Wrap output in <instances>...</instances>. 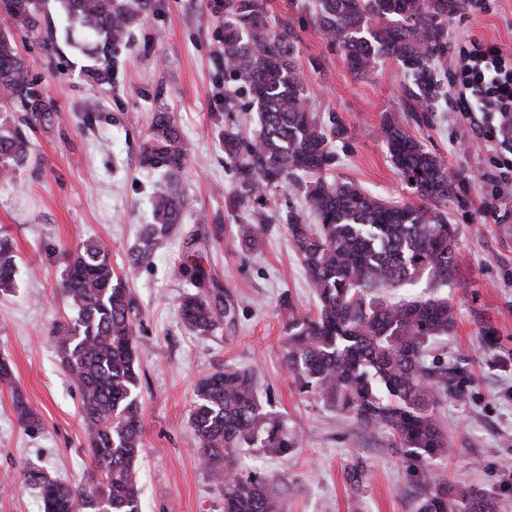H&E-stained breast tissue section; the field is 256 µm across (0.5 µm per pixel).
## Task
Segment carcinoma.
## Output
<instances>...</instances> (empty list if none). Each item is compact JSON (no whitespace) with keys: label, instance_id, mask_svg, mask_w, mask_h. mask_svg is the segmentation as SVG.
<instances>
[{"label":"carcinoma","instance_id":"carcinoma-1","mask_svg":"<svg viewBox=\"0 0 512 512\" xmlns=\"http://www.w3.org/2000/svg\"><path fill=\"white\" fill-rule=\"evenodd\" d=\"M67 30L78 28L106 56L129 45L132 29L153 13L157 0H56ZM465 0H316L321 37L341 49L347 64L366 74L389 58L402 65L407 99L424 112L444 98L440 61L448 50V23ZM47 0H0V107L23 113L18 124H0V179L13 181L30 160L24 128L61 118L46 101L16 39L40 38L53 46ZM224 36V79L256 107L259 125L245 139L224 130V155L235 169L238 206L263 209L281 189L303 197L317 219L307 224L293 213L288 233L316 294L315 315L293 306L283 316L284 360L299 391L310 393L356 418L367 430H386L395 446L424 461L444 457L448 440L436 416L448 397V363L429 359L432 344L456 328L454 303L436 292L455 276L458 231L439 203L454 191L444 161L425 150L396 120L384 119L380 135L391 162L416 194V201L386 203L351 182L331 181L336 163L327 129L307 104L306 88L293 61L294 46L272 28L265 0H219ZM188 154L171 113L156 112L139 153V165L160 175L151 198L153 222L143 225L134 262L148 263L163 250L172 228L193 202L177 185ZM266 217L260 212L237 225L242 247L256 244ZM15 255L0 239V292L15 284ZM191 291L180 303L181 318L201 336L234 322L235 305L211 272L185 269ZM427 280L432 291L398 301L387 288H412ZM68 320L52 341L62 366L80 388L82 417L93 472L79 484L60 481L41 466L24 470L38 488L44 512H141L142 407L135 307L112 268L107 245L87 241L71 256L62 278ZM17 422L26 429L39 419L22 395L14 394ZM199 456L222 494L223 512H288L280 476L245 473L238 450L259 446L286 454L298 436L264 410L253 375L220 367L196 384L189 414ZM421 512H457L459 499L471 512H497V504L453 488L430 470Z\"/></svg>","mask_w":512,"mask_h":512}]
</instances>
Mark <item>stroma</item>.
Here are the masks:
<instances>
[{"label": "stroma", "instance_id": "35a3bbf8", "mask_svg": "<svg viewBox=\"0 0 512 512\" xmlns=\"http://www.w3.org/2000/svg\"><path fill=\"white\" fill-rule=\"evenodd\" d=\"M266 3L270 21L287 25L294 38L311 111L343 130L334 141L333 179L386 202L413 201L379 135L389 116L442 158L455 181L443 209L459 233L455 284L447 291L457 328L445 338L443 356L456 370L448 386L463 397L447 399L438 412L447 458H411L392 446L387 431L367 432L334 406L298 393L284 364L279 312L316 306L286 224L288 211L305 213L304 201L277 195L256 246L238 244L236 226L248 213L237 205L223 135L229 125L251 134L255 114L240 111L247 95L224 80V28L214 0H158L132 45L106 61L110 85L88 80L87 68L106 62L77 51L63 34L50 52L35 41L19 47L64 120L30 132L29 165L19 180L0 182V238L12 245L17 264L12 293L0 294V358L14 373L12 385L0 383V512H43L24 480L26 463L72 483L92 469L82 394L51 341L67 313L59 292L67 255L90 238L108 245L136 307L143 512H222L188 425L198 380L221 365L249 370L264 408L301 436L286 455L242 451L248 470L286 476L288 512H419L425 469L494 499L498 512H512V193L498 194L495 182L512 172V150L501 145L494 117L474 132L458 95V62L474 43L512 51V0H469L449 23L448 95L432 112L406 111L398 61L365 77L351 71L317 31L313 0ZM228 100L236 111L225 112ZM161 109L172 113L187 148L180 183L205 216L204 264L238 304L235 326L212 336L195 334L179 314L193 217L173 228L166 252L152 263L131 260L141 226L152 220L155 188L138 164L139 147ZM16 390L37 413L38 427L16 421Z\"/></svg>", "mask_w": 512, "mask_h": 512}]
</instances>
